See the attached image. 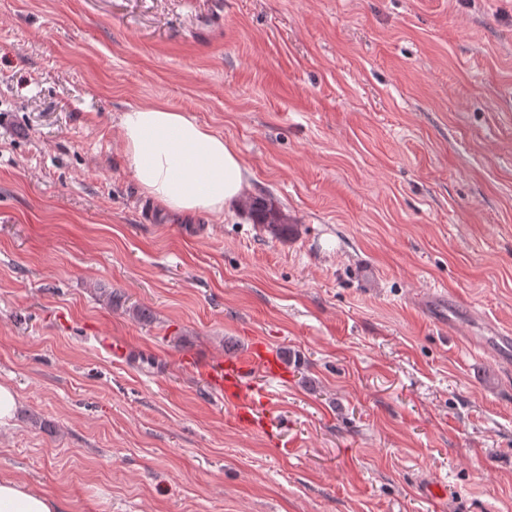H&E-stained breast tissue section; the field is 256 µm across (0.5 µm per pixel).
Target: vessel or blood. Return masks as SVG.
Instances as JSON below:
<instances>
[{
  "label": "vessel or blood",
  "instance_id": "b4317fda",
  "mask_svg": "<svg viewBox=\"0 0 512 512\" xmlns=\"http://www.w3.org/2000/svg\"><path fill=\"white\" fill-rule=\"evenodd\" d=\"M281 370L282 363L275 354L256 347L246 355L225 359L211 375L223 392L225 402L234 407L239 422L260 430L270 423L271 403L265 390L254 384L252 377L259 371L273 376Z\"/></svg>",
  "mask_w": 512,
  "mask_h": 512
}]
</instances>
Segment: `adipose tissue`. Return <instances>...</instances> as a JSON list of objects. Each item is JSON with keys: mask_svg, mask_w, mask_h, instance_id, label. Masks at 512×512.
Instances as JSON below:
<instances>
[{"mask_svg": "<svg viewBox=\"0 0 512 512\" xmlns=\"http://www.w3.org/2000/svg\"><path fill=\"white\" fill-rule=\"evenodd\" d=\"M119 128L142 193L168 214H220L242 197L248 169L237 148L188 113L165 104L132 106ZM65 503L0 476V512H66Z\"/></svg>", "mask_w": 512, "mask_h": 512, "instance_id": "ef3b65f1", "label": "adipose tissue"}]
</instances>
